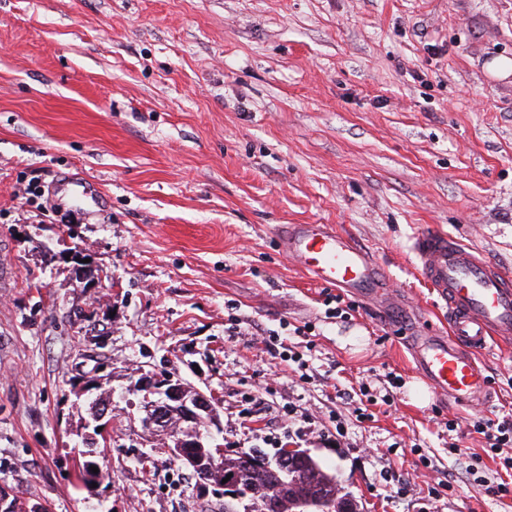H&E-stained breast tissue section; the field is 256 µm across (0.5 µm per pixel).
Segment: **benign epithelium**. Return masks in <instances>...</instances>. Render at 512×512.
I'll return each instance as SVG.
<instances>
[{
    "instance_id": "7a95c632",
    "label": "benign epithelium",
    "mask_w": 512,
    "mask_h": 512,
    "mask_svg": "<svg viewBox=\"0 0 512 512\" xmlns=\"http://www.w3.org/2000/svg\"><path fill=\"white\" fill-rule=\"evenodd\" d=\"M132 391L142 395L144 416L142 426L149 432L166 431L169 428V418L176 415L182 427L170 434L168 451L173 455H186L188 448H203V432L200 427L215 424L216 418L209 395L203 390L188 388L182 379L170 374H157L153 371H141V376L133 385ZM232 455L237 463L249 466L254 463L250 454L245 450H234L228 453L224 446H214L211 451L198 455H186L193 467L203 472L201 488L206 490L211 486H219L224 490V500L234 506L236 512H251V505L246 500L242 489L240 471L231 472V478L222 482V478L212 475L211 463L214 457L225 458ZM298 459L310 462L314 458L306 450L293 445H285L279 449L276 461L283 472H288L290 464Z\"/></svg>"
}]
</instances>
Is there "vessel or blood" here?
<instances>
[{"instance_id": "vessel-or-blood-1", "label": "vessel or blood", "mask_w": 512, "mask_h": 512, "mask_svg": "<svg viewBox=\"0 0 512 512\" xmlns=\"http://www.w3.org/2000/svg\"><path fill=\"white\" fill-rule=\"evenodd\" d=\"M282 246L317 283L387 300L383 270L348 235L325 224H290ZM413 252L420 277L448 310L447 335L410 337L415 370L438 395L483 401L489 383L477 356L489 342L512 341V274L439 231L416 233Z\"/></svg>"}]
</instances>
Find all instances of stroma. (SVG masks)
Masks as SVG:
<instances>
[{
    "label": "stroma",
    "mask_w": 512,
    "mask_h": 512,
    "mask_svg": "<svg viewBox=\"0 0 512 512\" xmlns=\"http://www.w3.org/2000/svg\"><path fill=\"white\" fill-rule=\"evenodd\" d=\"M501 60L512 0H0V488L49 512H218L223 496L139 422L129 387L146 365L211 393L218 443L300 446L360 512H512V494L448 479L453 443L497 479L469 423L512 414V345L479 356L491 402L416 405L404 324L316 284L279 241L284 224L349 234L418 330L447 335L408 246L435 229L512 273ZM78 253L87 288L69 274ZM390 371L401 387L358 422L337 389ZM106 374L110 445L80 488L86 384Z\"/></svg>",
    "instance_id": "obj_1"
}]
</instances>
